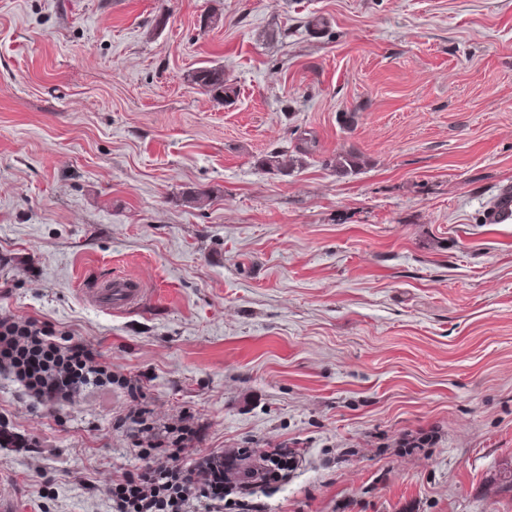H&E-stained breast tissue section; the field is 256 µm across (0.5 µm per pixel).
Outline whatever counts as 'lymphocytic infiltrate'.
Returning <instances> with one entry per match:
<instances>
[{
  "instance_id": "f902f5d3",
  "label": "lymphocytic infiltrate",
  "mask_w": 512,
  "mask_h": 512,
  "mask_svg": "<svg viewBox=\"0 0 512 512\" xmlns=\"http://www.w3.org/2000/svg\"><path fill=\"white\" fill-rule=\"evenodd\" d=\"M0 374L34 404L55 410L77 403L86 391L112 388V366L81 341L58 342L37 321L0 317ZM147 406L128 419L144 433L138 466L106 489L112 512H224L229 478L220 452L200 453L192 428L147 425Z\"/></svg>"
}]
</instances>
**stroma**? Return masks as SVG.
<instances>
[{"mask_svg":"<svg viewBox=\"0 0 512 512\" xmlns=\"http://www.w3.org/2000/svg\"><path fill=\"white\" fill-rule=\"evenodd\" d=\"M216 64L223 104L189 80ZM508 184L512 0H0V316L239 471L291 449L258 512H512ZM113 276L136 306L86 297ZM16 391L0 498L110 512L136 401ZM485 221L489 224H508L512 222V189L505 188L502 190L487 211Z\"/></svg>","mask_w":512,"mask_h":512,"instance_id":"obj_1","label":"stroma"}]
</instances>
